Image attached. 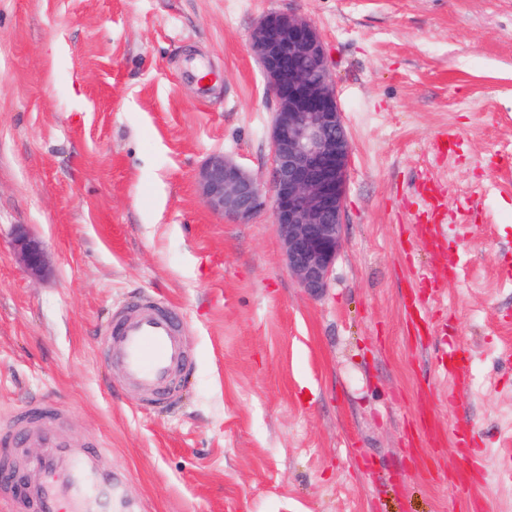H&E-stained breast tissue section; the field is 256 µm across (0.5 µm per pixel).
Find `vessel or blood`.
<instances>
[{
	"label": "vessel or blood",
	"instance_id": "b4317fda",
	"mask_svg": "<svg viewBox=\"0 0 512 512\" xmlns=\"http://www.w3.org/2000/svg\"><path fill=\"white\" fill-rule=\"evenodd\" d=\"M176 315L151 296L132 299L110 315L99 337L106 364H119L122 381L138 390L144 406H166L190 362ZM59 407L48 399L31 405L0 426L5 446L36 440L39 453L22 471L0 456V480L11 489V512H112L121 490L101 445L71 446L53 433L36 434L42 422L56 417Z\"/></svg>",
	"mask_w": 512,
	"mask_h": 512
}]
</instances>
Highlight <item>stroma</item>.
<instances>
[{"label":"stroma","instance_id":"stroma-1","mask_svg":"<svg viewBox=\"0 0 512 512\" xmlns=\"http://www.w3.org/2000/svg\"><path fill=\"white\" fill-rule=\"evenodd\" d=\"M288 10L323 38L352 146L319 298L272 209L234 223L195 185L218 154L267 183L249 39ZM425 168L438 262L412 236ZM147 293L197 354L166 410L97 346ZM42 397L111 448L125 512H512V0H0V419ZM15 248L19 261L31 275L40 276L45 269V252L41 243L26 233H20L15 239Z\"/></svg>","mask_w":512,"mask_h":512}]
</instances>
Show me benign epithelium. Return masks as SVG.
Here are the masks:
<instances>
[{
  "instance_id": "obj_1",
  "label": "benign epithelium",
  "mask_w": 512,
  "mask_h": 512,
  "mask_svg": "<svg viewBox=\"0 0 512 512\" xmlns=\"http://www.w3.org/2000/svg\"><path fill=\"white\" fill-rule=\"evenodd\" d=\"M250 49L275 102L270 196L240 164L222 155L199 170V196L210 211L240 224L272 203L288 269L307 294L318 296L329 287L340 253L351 159L328 55L317 29L291 11L264 15L252 31ZM313 70L319 76H312ZM15 248L27 272H44L39 241L21 233Z\"/></svg>"
}]
</instances>
